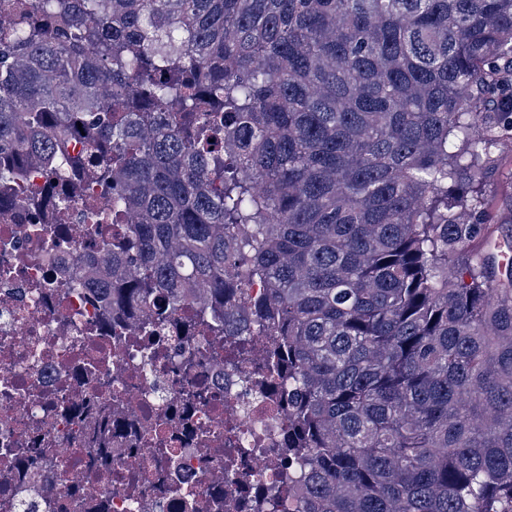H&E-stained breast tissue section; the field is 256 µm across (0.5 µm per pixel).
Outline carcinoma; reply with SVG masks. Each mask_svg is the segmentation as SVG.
<instances>
[{
	"mask_svg": "<svg viewBox=\"0 0 512 512\" xmlns=\"http://www.w3.org/2000/svg\"><path fill=\"white\" fill-rule=\"evenodd\" d=\"M511 143L512 0L0 5V209L90 181L103 333L275 337L293 512H512ZM485 197L491 212V240L511 241V253L495 255L502 265H512V150L499 152L497 169L484 182ZM510 260L508 261V257Z\"/></svg>",
	"mask_w": 512,
	"mask_h": 512,
	"instance_id": "1",
	"label": "carcinoma"
}]
</instances>
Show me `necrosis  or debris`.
<instances>
[{"label":"necrosis or debris","mask_w":512,"mask_h":512,"mask_svg":"<svg viewBox=\"0 0 512 512\" xmlns=\"http://www.w3.org/2000/svg\"><path fill=\"white\" fill-rule=\"evenodd\" d=\"M86 211L83 197L70 199L66 253L32 236L26 212L0 213V263L10 265L0 274V497H24L29 512H125L134 492L144 512H215L219 495L226 512H255L269 489L287 494L270 460L288 426L285 405L266 391L271 337H256L251 361L219 350L197 373L180 368L184 342L167 327L147 336L126 318L110 336L92 332L94 295L62 286L89 244ZM156 340L164 355L147 380L141 361ZM199 378L209 400L183 417V391ZM109 422L111 436L96 442ZM196 425L213 432L208 448L197 447ZM27 439L48 444L50 471L6 458Z\"/></svg>","instance_id":"obj_1"}]
</instances>
